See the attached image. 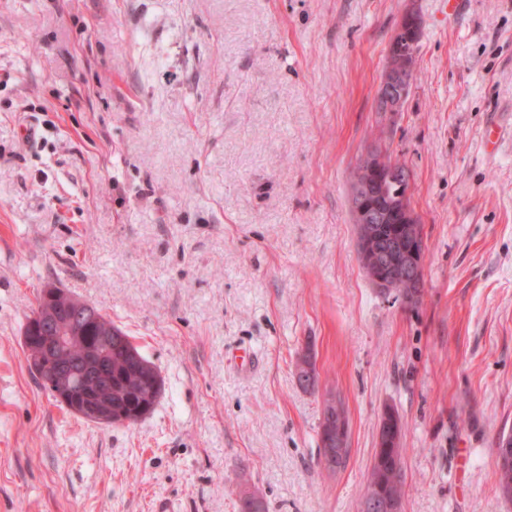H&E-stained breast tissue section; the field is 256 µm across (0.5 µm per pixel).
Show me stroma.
<instances>
[{
    "mask_svg": "<svg viewBox=\"0 0 512 512\" xmlns=\"http://www.w3.org/2000/svg\"><path fill=\"white\" fill-rule=\"evenodd\" d=\"M0 0V512H360L381 417L402 512H512V0ZM423 20L402 112L388 44ZM413 174L424 288L357 256L350 177ZM158 368L133 425L61 408L29 369L45 286ZM254 351L251 367L234 352ZM311 349L319 392L297 382ZM349 454L321 464L328 397Z\"/></svg>",
    "mask_w": 512,
    "mask_h": 512,
    "instance_id": "stroma-1",
    "label": "stroma"
}]
</instances>
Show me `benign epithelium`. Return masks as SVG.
<instances>
[{
  "instance_id": "benign-epithelium-1",
  "label": "benign epithelium",
  "mask_w": 512,
  "mask_h": 512,
  "mask_svg": "<svg viewBox=\"0 0 512 512\" xmlns=\"http://www.w3.org/2000/svg\"><path fill=\"white\" fill-rule=\"evenodd\" d=\"M423 20L417 14H408L396 29L388 48V59L379 78L376 104L383 112L402 111L408 97L411 76L418 67V34ZM400 180L412 184L410 169L398 165L381 148L368 152L358 163L355 179L351 184L350 203L353 223L357 227L358 257L361 266L372 284L380 290H388L395 283L404 282L407 290L397 296L400 302L413 304L422 293L424 240L420 231L421 221L411 203V189L401 197L389 199L381 194L379 185L385 181ZM378 224H394L396 232L387 236L376 232ZM63 292L58 288H46L41 294L38 319L43 321L44 349L60 350L65 344L82 339L87 326L78 325L82 318L98 319L95 307L85 301L71 298L74 324L63 329L54 323L53 306ZM53 382L73 383L85 378V371L73 366L60 369L45 364ZM82 414L93 421L112 422V407L109 403L91 397L83 407ZM348 427L332 419L324 422L322 460L330 468H337V460L347 447L345 432ZM363 509L371 512H401L399 498L389 492L372 487L366 494Z\"/></svg>"
}]
</instances>
